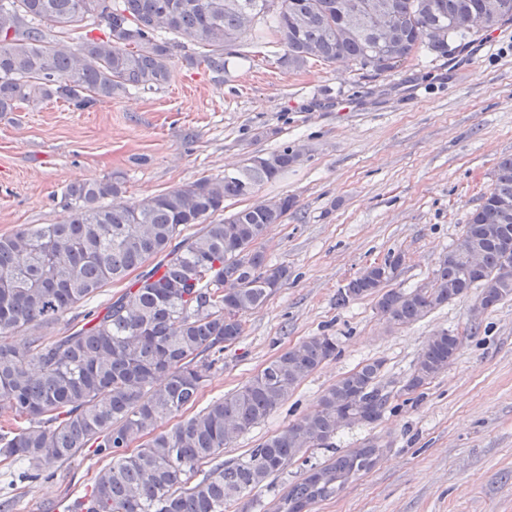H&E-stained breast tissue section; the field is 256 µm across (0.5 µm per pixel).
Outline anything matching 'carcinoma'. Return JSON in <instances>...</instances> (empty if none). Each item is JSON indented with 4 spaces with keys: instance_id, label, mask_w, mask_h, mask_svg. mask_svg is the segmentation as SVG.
Masks as SVG:
<instances>
[{
    "instance_id": "1",
    "label": "carcinoma",
    "mask_w": 512,
    "mask_h": 512,
    "mask_svg": "<svg viewBox=\"0 0 512 512\" xmlns=\"http://www.w3.org/2000/svg\"><path fill=\"white\" fill-rule=\"evenodd\" d=\"M512 22V0H0V112L64 99L81 107L130 89L168 83L177 39L196 47L221 77L243 40L277 37L281 66L352 61L390 72L422 49L446 56L477 32ZM104 24L101 37L73 44L62 34ZM193 56L186 58L195 63ZM285 144L254 155L222 178L199 179L132 203L105 205L124 193L116 177L72 183L67 215L0 236V409L17 427H0V456L28 465L24 479H51L79 451L109 460L68 512H226L258 492L310 448H331L344 426L372 425L396 396L429 385L462 348L457 334L431 336L399 389L384 381V363L368 361L336 381L317 408L243 455L224 448L267 419L300 383L336 356V337L310 336L274 357L247 383L192 416L210 371L244 334L243 316L288 280L267 263L262 243L294 205L285 196L216 220L227 199H247L300 160ZM195 228L187 234L185 230ZM512 155L496 165L491 189L430 283L381 288L395 278L401 254L365 267L339 291L344 303L377 298L391 324L411 325L473 290L487 311L512 299L503 278L512 252ZM474 249V272L463 246ZM105 312L65 336L45 335L67 311L119 283L147 262ZM31 335L22 345L8 337ZM172 426H167V423ZM386 444L378 436L288 486L272 512H308L374 468ZM207 464L209 469L201 466Z\"/></svg>"
}]
</instances>
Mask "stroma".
Wrapping results in <instances>:
<instances>
[{
  "mask_svg": "<svg viewBox=\"0 0 512 512\" xmlns=\"http://www.w3.org/2000/svg\"><path fill=\"white\" fill-rule=\"evenodd\" d=\"M243 50L247 60L231 59L220 81L205 64H187V44L159 89L84 108L54 98L0 112V236L62 221V194L74 182L113 176L124 183L123 203H137L284 144L302 147L300 163L254 195L296 200L263 244L268 264L286 266L289 278L245 315L243 336L200 400L236 390L307 337L335 336L339 353L225 448V459L313 412L365 361L383 360L386 379L399 383L435 331L462 334L463 346L422 395L394 400L375 424L341 428L334 447L309 449L227 512H269L306 469L371 435L390 443L381 462L311 512H512V300L472 333L466 299L407 327L386 323L374 298L337 301L360 270L392 253L403 256L392 287L426 284L460 237L497 162L512 154V23L452 57L424 50L382 74L319 63L291 72L275 41ZM103 465L86 448L56 477L26 480L22 464L2 461L0 504L62 512Z\"/></svg>",
  "mask_w": 512,
  "mask_h": 512,
  "instance_id": "stroma-1",
  "label": "stroma"
}]
</instances>
